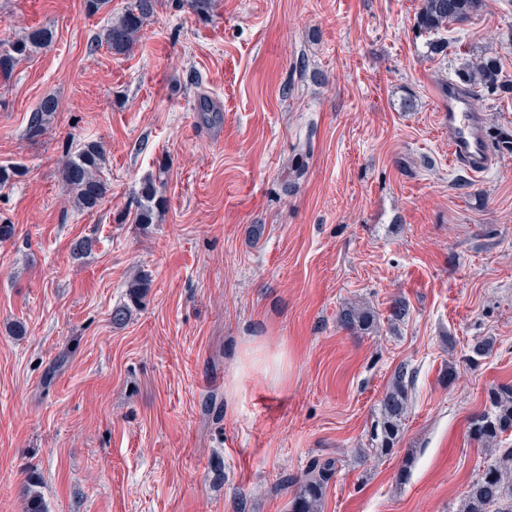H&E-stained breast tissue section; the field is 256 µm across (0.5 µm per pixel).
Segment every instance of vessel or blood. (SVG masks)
<instances>
[{"instance_id": "1", "label": "vessel or blood", "mask_w": 512, "mask_h": 512, "mask_svg": "<svg viewBox=\"0 0 512 512\" xmlns=\"http://www.w3.org/2000/svg\"><path fill=\"white\" fill-rule=\"evenodd\" d=\"M443 96L448 103L446 118L451 133L449 159L466 166L471 173L487 172L494 156L485 140L483 115L471 110L468 93L455 84H448Z\"/></svg>"}]
</instances>
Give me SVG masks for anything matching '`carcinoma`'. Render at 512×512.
Returning <instances> with one entry per match:
<instances>
[{"mask_svg": "<svg viewBox=\"0 0 512 512\" xmlns=\"http://www.w3.org/2000/svg\"><path fill=\"white\" fill-rule=\"evenodd\" d=\"M158 0H135L109 26L102 43L115 53H123L138 38L154 15ZM485 7V0H420L416 13V27L422 33L437 34L454 23L467 21ZM53 41V32L40 28L25 32L7 44L0 43V79L11 78L18 61L28 57ZM460 83L471 90V98L502 86L501 66L494 57L476 63H467L460 73ZM58 109L53 98L38 103L27 128V135L36 138L51 123ZM106 164L102 145L90 141L75 153H66L61 165L62 182L72 194L80 210H94L111 191L101 176ZM160 205L156 179H145L140 188V209L136 221L151 224ZM150 288L146 274L135 275L127 285V301L112 308V324L125 325L132 309L140 306ZM376 322L375 315L359 306H346L338 315L341 328L353 333L369 331ZM412 373L408 366L399 365L380 400V411L372 430V440L381 452L389 455L400 441L402 424L408 414L409 392L412 391ZM485 409L472 416L469 431L474 441L485 452L482 469L468 485L462 504L463 512H512V448L502 447L503 437L512 435V384L491 385L485 396ZM338 460L314 461L299 476L284 477L278 488L292 489L289 512H321L327 485ZM23 512H48L39 481L32 477L22 490Z\"/></svg>", "mask_w": 512, "mask_h": 512, "instance_id": "cac0c4a2", "label": "carcinoma"}]
</instances>
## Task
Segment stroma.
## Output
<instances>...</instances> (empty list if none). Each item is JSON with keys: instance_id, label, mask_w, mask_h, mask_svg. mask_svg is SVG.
Masks as SVG:
<instances>
[{"instance_id": "stroma-1", "label": "stroma", "mask_w": 512, "mask_h": 512, "mask_svg": "<svg viewBox=\"0 0 512 512\" xmlns=\"http://www.w3.org/2000/svg\"><path fill=\"white\" fill-rule=\"evenodd\" d=\"M130 3L0 0V41L54 34L0 82V165L27 170L0 188V512H22L32 472L48 512H288L277 483L324 457L322 512H460L484 461L469 419L512 381V0L450 25L434 57L419 0H159L116 54L99 40ZM483 57L503 87L480 102L496 163L477 177L448 162L441 86ZM87 141L111 186L91 212L59 172ZM150 175L163 208L138 224ZM138 270L145 304L114 326ZM350 303L377 329L340 328ZM403 363L412 399L380 456ZM58 109V103L54 98H44L38 103L27 128L30 138L41 136L47 125L51 123ZM412 373L406 364L399 365L380 400V411L372 430V441L381 453L389 455L400 441L402 424L408 414Z\"/></svg>"}]
</instances>
